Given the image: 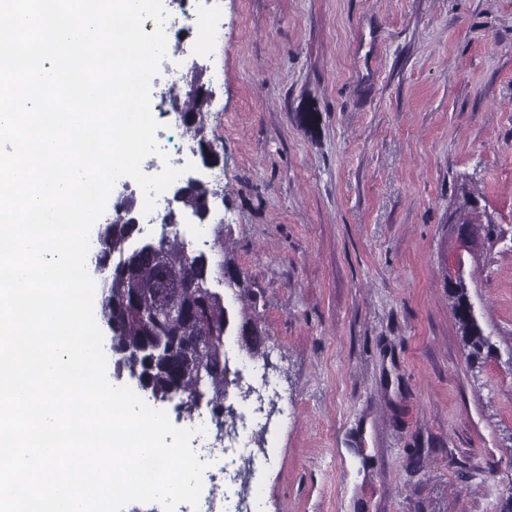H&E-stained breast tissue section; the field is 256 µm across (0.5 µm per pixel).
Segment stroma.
<instances>
[{
    "label": "stroma",
    "instance_id": "1",
    "mask_svg": "<svg viewBox=\"0 0 512 512\" xmlns=\"http://www.w3.org/2000/svg\"><path fill=\"white\" fill-rule=\"evenodd\" d=\"M221 35L203 134L280 396L247 468L261 512H500L512 494V240L448 299L457 176L512 229V0H192ZM158 142L181 136L171 88ZM458 257L459 263L454 266L453 276L449 277V281H455L456 277L457 279L454 288H448V298L451 301L455 317L460 324L465 345L470 348L467 356L469 360L481 354L484 347L489 345V339L474 316L468 293V285L463 274L459 276V273L462 271L460 265L464 264L465 260L461 254Z\"/></svg>",
    "mask_w": 512,
    "mask_h": 512
}]
</instances>
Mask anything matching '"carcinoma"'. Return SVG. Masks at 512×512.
I'll return each mask as SVG.
<instances>
[{
	"instance_id": "obj_1",
	"label": "carcinoma",
	"mask_w": 512,
	"mask_h": 512,
	"mask_svg": "<svg viewBox=\"0 0 512 512\" xmlns=\"http://www.w3.org/2000/svg\"><path fill=\"white\" fill-rule=\"evenodd\" d=\"M177 112L187 116L182 122L185 132L203 144L204 112L198 101L187 98ZM216 195L207 184L175 187L173 204L161 218L162 231L150 242V253L133 238L135 225L118 214L98 225L92 248L96 262L108 270L99 303L112 333L111 348L120 355L118 363L130 376L145 380L153 399L174 401L189 416L204 401L211 407L213 420L222 426L224 413L231 412L226 403L228 388L235 383L224 351V328L229 326L247 336L239 349L253 361L265 356L266 331L247 311L253 299L247 273L240 272L232 288L242 304L238 319L228 312L224 296L214 288V284L224 283V267L236 265L224 225H215L207 251L195 248L177 229L185 210L204 221V202ZM448 224L472 227L474 240L462 241L461 248L473 259L477 245L492 247L504 233L502 225L480 208L466 179L457 186ZM187 280L194 287H185ZM448 298L470 348L468 357L474 358L489 345V339L474 316L464 276L457 277L455 286L448 289ZM170 307L188 316L171 317Z\"/></svg>"
}]
</instances>
